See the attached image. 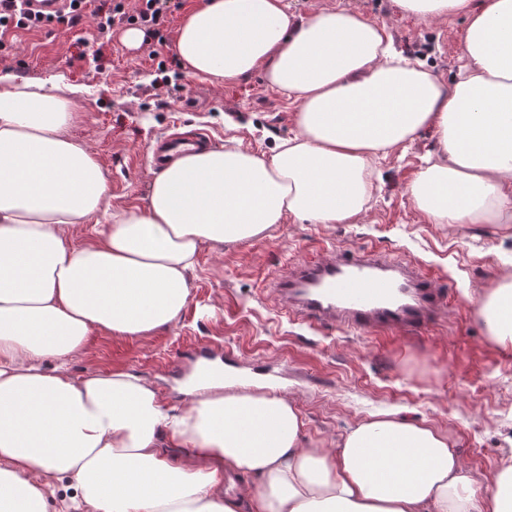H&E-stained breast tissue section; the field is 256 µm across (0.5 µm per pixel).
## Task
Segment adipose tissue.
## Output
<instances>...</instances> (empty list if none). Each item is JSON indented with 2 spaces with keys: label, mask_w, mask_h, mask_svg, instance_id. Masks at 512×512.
<instances>
[{
  "label": "adipose tissue",
  "mask_w": 512,
  "mask_h": 512,
  "mask_svg": "<svg viewBox=\"0 0 512 512\" xmlns=\"http://www.w3.org/2000/svg\"><path fill=\"white\" fill-rule=\"evenodd\" d=\"M465 17L461 65L442 82L349 8L302 16L288 0H198L176 51L186 74H262L298 101L297 132L270 156L240 144L171 161L144 205L116 207L96 158L66 136L76 87L0 75V512H47L52 480L90 512H512V465L478 483L446 434L391 414L326 450L284 397L186 389L174 413L137 374L77 377L93 330L175 326L203 246L258 237L285 217L344 224L367 203L375 159L424 129L436 160L409 188L436 224L512 229V0H395ZM91 227V236L76 231ZM477 315L512 349V278ZM190 449L193 463L168 457ZM259 478L228 495L224 476Z\"/></svg>",
  "instance_id": "ef3b65f1"
}]
</instances>
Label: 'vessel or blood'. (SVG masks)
<instances>
[{"instance_id": "obj_1", "label": "vessel or blood", "mask_w": 512, "mask_h": 512, "mask_svg": "<svg viewBox=\"0 0 512 512\" xmlns=\"http://www.w3.org/2000/svg\"><path fill=\"white\" fill-rule=\"evenodd\" d=\"M199 135H173L153 154L154 165L200 146ZM274 291L286 315L311 324L411 331L440 313L443 293L418 267L388 262L364 249L330 251L320 262L304 264L283 276Z\"/></svg>"}]
</instances>
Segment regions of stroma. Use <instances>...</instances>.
Here are the masks:
<instances>
[{"label":"stroma","mask_w":512,"mask_h":512,"mask_svg":"<svg viewBox=\"0 0 512 512\" xmlns=\"http://www.w3.org/2000/svg\"><path fill=\"white\" fill-rule=\"evenodd\" d=\"M172 12L161 48L174 77L156 88L157 64L146 44L129 45L116 31L103 65L85 52L98 19L76 29L17 30L0 36V73L31 81L52 77L79 87L75 139L97 159L110 182L108 205L144 204L156 176L157 142L175 128L195 129L218 147L226 140L271 155L297 132L296 105L261 74L234 83L181 75L178 29L188 7ZM309 15L347 7L386 23L398 50L443 82L460 66L462 18L426 19L397 12L393 0H289ZM433 131L376 160L370 198L349 224L284 218L265 234L204 247L179 322L149 336L93 332L70 364L73 375L131 371L180 410V384L195 368L194 351L209 347L226 378L250 392H275L295 402L307 442L335 448L355 423L382 411L427 421L447 433L462 462L486 481L512 462V351L492 344L479 321L486 288L512 277V233L495 224H435L410 200L409 187L435 158ZM365 249L417 263L446 287L447 303L433 324L409 333L312 325L282 314L269 284L283 268L317 261L330 250Z\"/></svg>","instance_id":"35a3bbf8"}]
</instances>
